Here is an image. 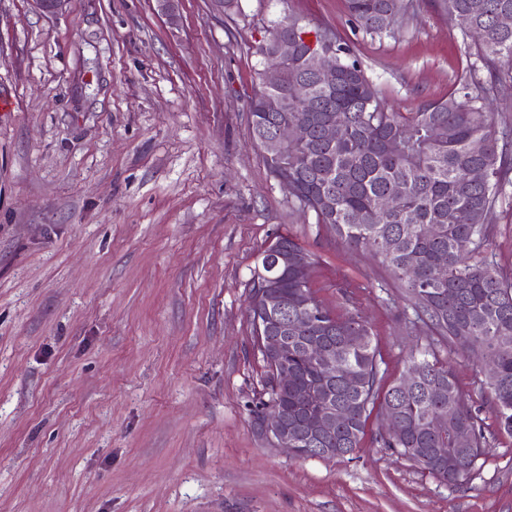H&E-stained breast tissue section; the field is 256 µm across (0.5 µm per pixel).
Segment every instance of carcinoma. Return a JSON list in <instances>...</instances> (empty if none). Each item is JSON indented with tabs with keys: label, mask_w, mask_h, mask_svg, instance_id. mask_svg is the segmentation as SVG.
Instances as JSON below:
<instances>
[{
	"label": "carcinoma",
	"mask_w": 512,
	"mask_h": 512,
	"mask_svg": "<svg viewBox=\"0 0 512 512\" xmlns=\"http://www.w3.org/2000/svg\"><path fill=\"white\" fill-rule=\"evenodd\" d=\"M346 4L357 27L379 38L389 35L391 24L411 6L410 0ZM442 5L450 15L470 17L466 36L474 43V60L467 64L459 89L406 114L385 108L362 61L333 30H309L295 16L272 29L288 35L298 52L288 60L282 84L251 99L252 135L257 142L269 139L271 127L286 117L304 126L305 138L266 145L269 174L277 181L288 179L289 193L316 223L349 248L379 258L403 282L412 310L405 320L427 328V344L410 358V364L423 367V379L414 391L404 392L397 380L382 383L380 354L360 316L333 314L308 283L273 288V299L288 304V353L276 364L262 356L266 376L251 414L262 405L279 404L295 431L294 447L302 449L299 457L333 448L336 457L345 458L360 448L375 406H391L403 430L390 438L377 435L380 447L432 477L451 475L447 486L457 488L481 469L490 442L485 419L464 397L448 362L438 358V348L452 352L465 347L495 363L496 378L481 387L499 429L512 436V278L498 271L489 251L493 210L512 189L507 150L512 128L495 126L488 103L490 87L500 78L498 63L512 58V30L497 25L500 14L512 13V0H442ZM318 50L330 52L337 72L334 87L316 79L313 54ZM292 83L312 100L310 111L288 102ZM270 97L285 101V109L267 111ZM332 121L339 127L336 138L328 140L322 130ZM476 142L483 143L482 151L473 150ZM477 167L489 173L488 180H470L469 172ZM385 196L398 198L397 210L379 209ZM437 263L446 266L447 276L433 283L430 272ZM296 296L305 303L301 310L292 302ZM355 329L362 341L349 348L345 336ZM311 336L323 338L336 367L323 368L308 356ZM276 369L288 370L286 392L275 386ZM309 386L321 388L336 409L350 413L332 435L316 436L311 430L309 405L300 401ZM444 406L448 420L437 423L434 415ZM461 431L471 434L465 448L456 443Z\"/></svg>",
	"instance_id": "1"
}]
</instances>
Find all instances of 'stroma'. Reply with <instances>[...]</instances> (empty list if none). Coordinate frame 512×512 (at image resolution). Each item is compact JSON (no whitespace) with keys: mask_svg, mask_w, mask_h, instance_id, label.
I'll return each instance as SVG.
<instances>
[{"mask_svg":"<svg viewBox=\"0 0 512 512\" xmlns=\"http://www.w3.org/2000/svg\"><path fill=\"white\" fill-rule=\"evenodd\" d=\"M0 0V512H512V436L448 488L375 442L353 459L270 447L248 404L264 364L248 310L277 235L316 297L360 315L404 372L422 327L390 270L303 215L269 174L248 103L257 52L293 15L330 27L395 112L447 97L474 46L439 0L394 35L346 0ZM490 249L512 276V197Z\"/></svg>","mask_w":512,"mask_h":512,"instance_id":"35a3bbf8","label":"stroma"}]
</instances>
